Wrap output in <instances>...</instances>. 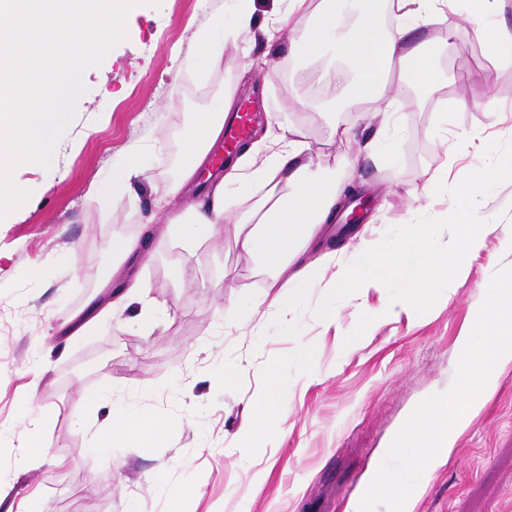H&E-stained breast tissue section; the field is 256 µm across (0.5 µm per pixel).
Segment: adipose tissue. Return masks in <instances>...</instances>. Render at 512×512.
<instances>
[{"mask_svg": "<svg viewBox=\"0 0 512 512\" xmlns=\"http://www.w3.org/2000/svg\"><path fill=\"white\" fill-rule=\"evenodd\" d=\"M345 0H288L285 12L265 31L275 39L282 29H290V50L301 61L288 74L295 85L311 76L308 64L326 43H333L341 64L320 76L331 102L339 108L371 103L380 118L381 132L397 128L399 117L384 102L386 74L393 61L407 66L406 77L393 87L397 96L423 100L438 94L445 85L433 60L440 46L429 40L409 36L411 25L429 27L456 0H390L402 22L388 27L378 8V0H360L359 15L349 34H341ZM466 13L485 26V45L498 52L512 42V28L493 23L499 0H465ZM182 164L175 180L158 181L148 175L138 160H131L112 177L113 191H121L131 180L142 179L156 210L162 215L159 227L145 236L113 239L112 257L117 267L140 263L146 246L154 239L176 235L185 243L200 245L223 237L225 225L235 228V245L255 261L266 276V292L253 301L249 312L259 308L291 315L304 290L317 287L314 263L303 255L318 236L323 225L331 223L341 203L335 177L312 169L304 161L308 145L289 137L286 129L268 130L267 156H259L255 147L244 149L230 169L203 197L187 199L190 181L207 152L224 137V115L211 112L185 126ZM186 198V205L173 210V203ZM102 299L73 313L70 335L81 336L111 315L130 305H138L135 322L145 334H153L163 309L166 286L147 283L139 278L112 282L100 281ZM281 379L270 374L261 394L257 418L242 435L245 445L271 428L285 410L279 387ZM154 420L146 414L110 417L98 424L97 445L101 448H138L145 438L157 435Z\"/></svg>", "mask_w": 512, "mask_h": 512, "instance_id": "1", "label": "adipose tissue"}]
</instances>
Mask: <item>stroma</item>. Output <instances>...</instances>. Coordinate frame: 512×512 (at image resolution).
I'll use <instances>...</instances> for the list:
<instances>
[{"label": "stroma", "mask_w": 512, "mask_h": 512, "mask_svg": "<svg viewBox=\"0 0 512 512\" xmlns=\"http://www.w3.org/2000/svg\"><path fill=\"white\" fill-rule=\"evenodd\" d=\"M238 0H161L139 5L126 19L128 38L102 64L84 74L87 91L60 138L51 168L19 167L14 178L33 192L26 207L0 224V444H18L37 431L42 450L64 452L67 466L19 467L0 458V481L9 487L0 512H14L31 488L40 495L29 512H344L378 448L425 393L454 378L455 342L482 302L490 279L512 264L497 235L487 237L450 295L423 315L376 319L353 345H345L360 314L379 308L386 289L373 288L335 307L336 324L324 327L310 309L332 288L339 267L352 262L359 240L379 243L388 227L428 215L442 216L447 195L425 186L427 173L447 170L449 180L481 168L484 145L512 142V44L489 56L482 27L463 7L414 31L439 43L435 63L448 77L438 98L412 105L398 99L403 129L394 156L370 151L377 122L357 121V108L331 109L311 85L288 90L282 67L289 31L268 44L262 27L275 0H254L258 26L226 41L219 60L195 32L223 18L232 28ZM235 99L262 101L266 116L299 132L309 158L353 181L366 201L365 218L352 232L312 243L322 282L311 289L309 311L290 318L270 313L238 330L233 302L261 298L266 278L234 247L232 231L198 248L153 242L139 265L143 279L168 281L167 330L147 336L125 311L77 340L62 324L98 293L112 273L113 237L139 236L151 215L142 182L112 192V176L131 148L156 179H171L182 156L181 131L198 114L219 111L226 88ZM499 113L490 124L486 113ZM355 125L353 140L327 141L331 126ZM102 192L89 197L91 183ZM232 268V287L222 274ZM306 345L312 362L295 357ZM230 358L234 382L214 386L208 366ZM42 364L35 395L23 386ZM288 383L284 416L262 447L237 451L235 434L255 416V399L271 367ZM112 392L111 401L78 403L75 391ZM151 412L160 437L142 448L93 447L88 430L108 412ZM52 422L35 424L42 415ZM414 512H512V369L496 394L459 439L452 462L440 468Z\"/></svg>", "instance_id": "35a3bbf8"}]
</instances>
